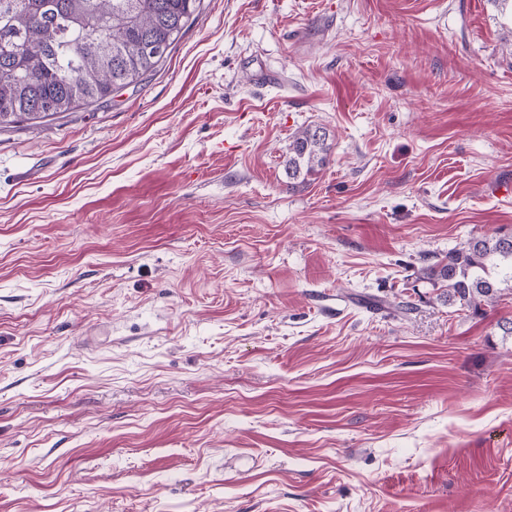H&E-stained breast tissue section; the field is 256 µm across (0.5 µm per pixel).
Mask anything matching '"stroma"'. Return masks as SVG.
Returning a JSON list of instances; mask_svg holds the SVG:
<instances>
[{
	"label": "stroma",
	"mask_w": 512,
	"mask_h": 512,
	"mask_svg": "<svg viewBox=\"0 0 512 512\" xmlns=\"http://www.w3.org/2000/svg\"><path fill=\"white\" fill-rule=\"evenodd\" d=\"M503 20L201 0L141 84L0 128V512H512V296L424 277L512 226ZM288 145L285 170L289 180L313 173L326 163L330 144L329 134L323 127H306L298 130Z\"/></svg>",
	"instance_id": "stroma-1"
}]
</instances>
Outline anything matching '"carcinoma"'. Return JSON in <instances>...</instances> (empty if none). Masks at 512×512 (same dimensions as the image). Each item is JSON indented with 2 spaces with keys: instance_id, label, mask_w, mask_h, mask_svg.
Here are the masks:
<instances>
[{
  "instance_id": "1",
  "label": "carcinoma",
  "mask_w": 512,
  "mask_h": 512,
  "mask_svg": "<svg viewBox=\"0 0 512 512\" xmlns=\"http://www.w3.org/2000/svg\"><path fill=\"white\" fill-rule=\"evenodd\" d=\"M201 0H0V127L39 126L135 85L191 27ZM329 134L297 131L285 170L326 163ZM448 303L478 313L512 295V230L469 239L426 268Z\"/></svg>"
}]
</instances>
